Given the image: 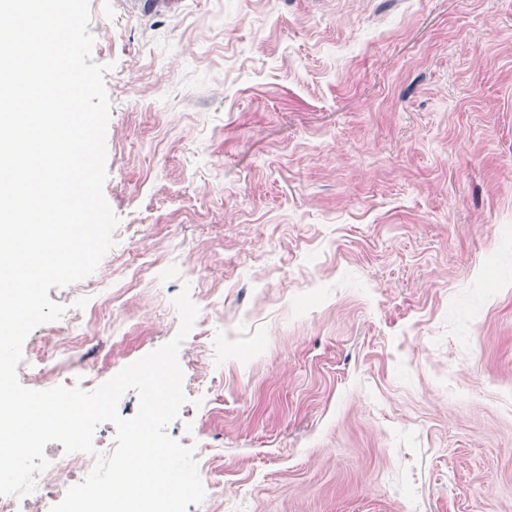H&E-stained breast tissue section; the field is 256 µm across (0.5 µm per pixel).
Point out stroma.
<instances>
[{"mask_svg":"<svg viewBox=\"0 0 512 512\" xmlns=\"http://www.w3.org/2000/svg\"><path fill=\"white\" fill-rule=\"evenodd\" d=\"M115 246L23 345L171 341L187 512H512V0H89Z\"/></svg>","mask_w":512,"mask_h":512,"instance_id":"stroma-1","label":"stroma"}]
</instances>
